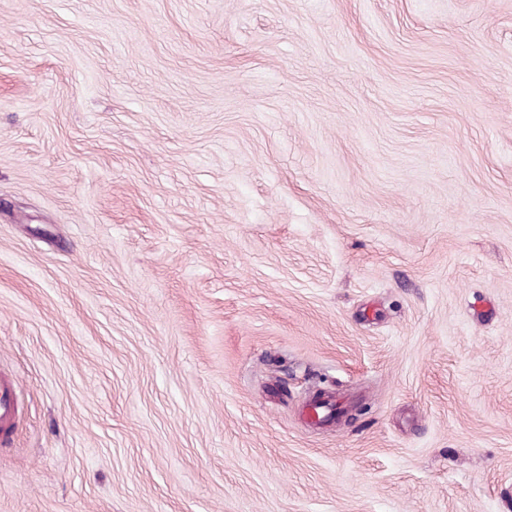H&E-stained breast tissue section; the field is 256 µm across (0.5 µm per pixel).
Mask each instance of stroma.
<instances>
[{
	"instance_id": "obj_1",
	"label": "stroma",
	"mask_w": 512,
	"mask_h": 512,
	"mask_svg": "<svg viewBox=\"0 0 512 512\" xmlns=\"http://www.w3.org/2000/svg\"><path fill=\"white\" fill-rule=\"evenodd\" d=\"M0 373V512H512V0H0ZM18 414L14 397L13 383L0 374V446H5L10 439V432Z\"/></svg>"
}]
</instances>
